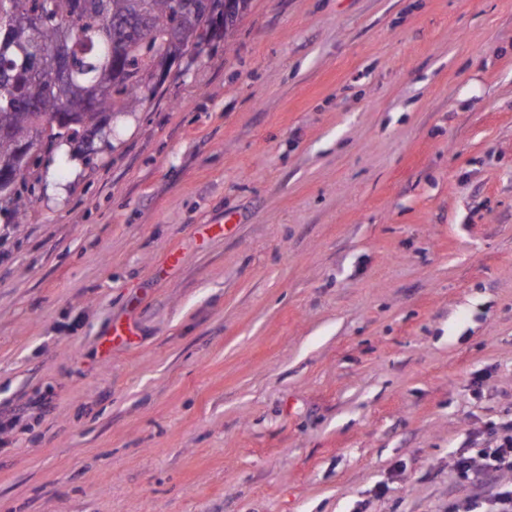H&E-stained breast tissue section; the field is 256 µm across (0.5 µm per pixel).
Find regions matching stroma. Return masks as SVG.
Listing matches in <instances>:
<instances>
[{
	"label": "stroma",
	"mask_w": 512,
	"mask_h": 512,
	"mask_svg": "<svg viewBox=\"0 0 512 512\" xmlns=\"http://www.w3.org/2000/svg\"><path fill=\"white\" fill-rule=\"evenodd\" d=\"M26 179L0 512L488 494L456 460L512 418V0H250Z\"/></svg>",
	"instance_id": "1"
}]
</instances>
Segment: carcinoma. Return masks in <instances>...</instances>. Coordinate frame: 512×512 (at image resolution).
Instances as JSON below:
<instances>
[{"instance_id":"carcinoma-1","label":"carcinoma","mask_w":512,"mask_h":512,"mask_svg":"<svg viewBox=\"0 0 512 512\" xmlns=\"http://www.w3.org/2000/svg\"><path fill=\"white\" fill-rule=\"evenodd\" d=\"M142 1L149 6L151 30L145 39L128 37L126 56L112 67L104 59L102 34L135 15ZM73 2L56 0L52 18L34 29L20 24L9 30L7 42H0V129H5L0 133V166L28 142L39 148L46 141L62 139L78 151L82 148L80 130L68 133L54 126L46 128L49 110L36 112L29 106L33 90L46 96L50 110L79 92H100L95 111L83 117L87 125L97 126L156 95L157 86L149 75L158 51L180 57L189 50L185 42L170 38L179 33L176 0H83L78 13ZM62 41L70 48V75L65 81L51 64L37 59V54Z\"/></svg>"}]
</instances>
